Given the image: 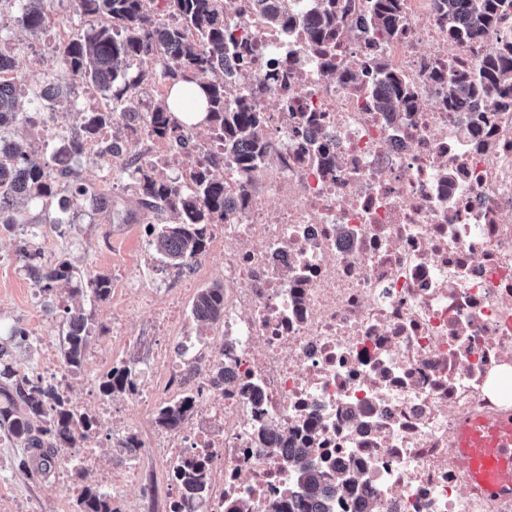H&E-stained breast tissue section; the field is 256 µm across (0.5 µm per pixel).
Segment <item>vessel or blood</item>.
I'll return each instance as SVG.
<instances>
[{
  "label": "vessel or blood",
  "mask_w": 512,
  "mask_h": 512,
  "mask_svg": "<svg viewBox=\"0 0 512 512\" xmlns=\"http://www.w3.org/2000/svg\"><path fill=\"white\" fill-rule=\"evenodd\" d=\"M454 452L470 465L479 488L487 494L512 493V418L490 421L468 417L461 421Z\"/></svg>",
  "instance_id": "vessel-or-blood-1"
}]
</instances>
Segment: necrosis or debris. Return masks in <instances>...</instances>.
I'll return each mask as SVG.
<instances>
[{"instance_id": "4bbe7bcc", "label": "necrosis or debris", "mask_w": 512, "mask_h": 512, "mask_svg": "<svg viewBox=\"0 0 512 512\" xmlns=\"http://www.w3.org/2000/svg\"><path fill=\"white\" fill-rule=\"evenodd\" d=\"M403 33L371 30L348 0L335 49L304 41L239 0L249 99L266 117L265 167L224 160L231 217L208 227L224 259V319L210 340L183 333L171 295L153 318L177 349L137 386L133 428L179 397L194 408L156 434L169 464L205 458L214 477L171 512H253L296 490L290 454L307 451L346 484L348 512H512V496L472 491L452 453L460 421L512 415V109L450 106L438 66L480 69L512 26L449 38L438 0H401ZM411 84L415 107L380 112L375 58Z\"/></svg>"}]
</instances>
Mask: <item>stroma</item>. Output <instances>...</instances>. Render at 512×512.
Instances as JSON below:
<instances>
[{
	"mask_svg": "<svg viewBox=\"0 0 512 512\" xmlns=\"http://www.w3.org/2000/svg\"><path fill=\"white\" fill-rule=\"evenodd\" d=\"M76 0H46L49 29L31 35L18 22L14 0H0V40L6 42L14 59L13 75L26 92L40 91L52 83L69 90L70 102L51 108L45 121L34 126L12 129L11 136L25 144L28 152L41 165L54 161L53 144L45 140L46 130L67 131L75 127L83 112L98 108L101 94L87 96L85 87L75 86L57 51L58 45L79 34L87 26L75 10ZM80 182L94 186L112 197V209L97 211L89 207L60 214L57 201L75 191L76 182L65 180L57 185L56 195L47 201H20L15 210L28 223L38 225L39 236L52 258L71 261L82 276L108 275L112 292L106 300L88 297L84 309L90 317L94 334L83 356L82 365L71 381L69 397L82 411L92 412L100 399L98 383L112 367L133 366L136 374L149 377L157 372L156 362L161 343L149 311L135 307L139 285L150 286L156 300L166 299L173 291L170 269L160 258L145 231L146 223H164L168 214L145 213L130 181L120 164L108 165L90 157H79L75 163ZM63 223H55V216ZM24 241L19 227L0 224V328L21 327L27 330V344L13 348L12 362L19 374L38 376L42 373L40 357L43 342L62 348L66 333L64 308L70 302L71 287L60 284L51 296L37 294L17 251ZM151 255L150 264H142L143 255ZM123 311L129 339L113 337V311ZM110 424L99 423L87 443L96 448L98 466L84 469L66 466L63 471H50L40 479H30L18 467L29 449L0 435V512H78L77 497L69 495L65 484L97 488L101 472L129 460L122 448L108 438ZM154 429L142 430L143 442L134 460L143 475L144 486L128 489L137 512H168L167 486L169 466L153 453L150 442Z\"/></svg>",
	"mask_w": 512,
	"mask_h": 512,
	"instance_id": "stroma-1",
	"label": "stroma"
}]
</instances>
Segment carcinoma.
I'll return each mask as SVG.
<instances>
[{
    "instance_id": "1",
    "label": "carcinoma",
    "mask_w": 512,
    "mask_h": 512,
    "mask_svg": "<svg viewBox=\"0 0 512 512\" xmlns=\"http://www.w3.org/2000/svg\"><path fill=\"white\" fill-rule=\"evenodd\" d=\"M18 20L31 32H43L47 14L41 5L44 0H17ZM162 13H152L145 0H77V13L90 22V27L59 47L64 65L74 80L91 85L112 101V108L100 112H84L80 132L63 141L54 152L60 168L57 172L45 169L30 159L27 151L15 140L0 137V224H17L10 212L20 199L44 200L53 196L55 179L70 178L78 185L71 198L60 201L66 213L88 205L96 210L112 208V198L90 185L79 182V174L70 161L82 154V142L94 138L104 127L112 128V136L103 142L105 159L119 158L128 152L136 134L133 124L145 122L152 133L164 139L172 149L190 147L189 126L179 122L160 97L143 108L140 86L160 76L166 84L185 81L198 85L205 93L208 112L205 117L210 141L223 147L219 153L201 158L190 170V188L178 189L174 183L158 175L154 165L144 162L131 168L129 176L139 186L138 204L147 212H170L176 221L170 224H149L151 245L168 265L191 271L195 260L206 252L205 236L209 224H222L231 211V201L224 193V180L215 172L224 169V156L232 155L242 164L244 173L255 174L265 163L260 139L264 118L242 99L228 109L224 106V50L240 45L235 29L224 18L236 12L237 0H161ZM254 5L273 26L293 24L295 15L292 0H254ZM340 0H315L306 21L308 42L329 45L337 34ZM439 10L448 18V36L465 39L477 36L486 29L512 20V0H440ZM372 25L375 31L395 37L403 27L399 0H373ZM144 66L130 72L132 62ZM14 57L0 50V129L15 124L35 125L43 120L38 102H52L63 97L53 84L21 107L18 84L6 75L14 71ZM448 99L457 104L485 100L486 106H512V41L500 46L495 57L477 72H470L457 63L448 69ZM413 91L404 79L387 76L386 88L378 97V108L391 112L413 101ZM18 256L33 279L38 294L47 295L57 283L73 282L75 267L66 259L51 266L39 262L38 253L21 250ZM98 300L111 291L106 275H97L86 288H74L71 295L81 296L84 290ZM68 330L63 345L64 357L71 367L81 365L82 356L91 335V324L81 306L65 308ZM192 315L198 327H209L224 317V287L202 290L193 304ZM27 340L22 328H12L8 337L0 340V429L24 445L36 450L33 457L23 458L18 466L29 477L38 478L54 464L53 449L72 441L76 431H89L94 424L91 415L67 402L59 401L42 383L41 378L19 376L10 360V343ZM100 392L110 396L134 391V381L127 366H114L101 379ZM191 408V400L183 399L164 405L157 421L167 427L178 423ZM297 476L299 495L278 505L273 512H326L324 503L341 495L339 486L328 482L305 454L288 459ZM171 478L190 489L209 480L202 460L177 465ZM79 512H118L112 502L98 491L86 488L79 497Z\"/></svg>"
}]
</instances>
